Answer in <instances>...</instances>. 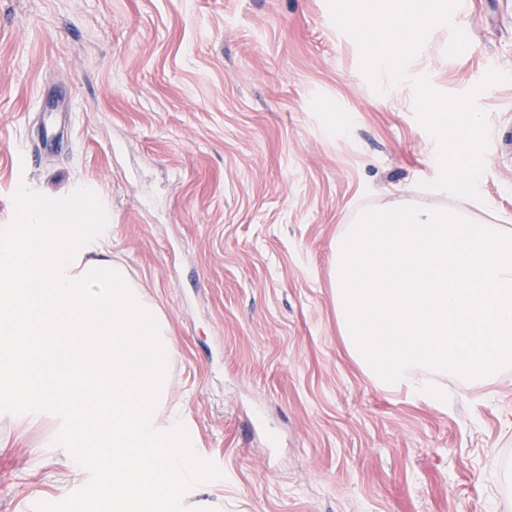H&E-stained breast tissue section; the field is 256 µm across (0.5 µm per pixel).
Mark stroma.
Wrapping results in <instances>:
<instances>
[{
	"instance_id": "obj_1",
	"label": "stroma",
	"mask_w": 512,
	"mask_h": 512,
	"mask_svg": "<svg viewBox=\"0 0 512 512\" xmlns=\"http://www.w3.org/2000/svg\"><path fill=\"white\" fill-rule=\"evenodd\" d=\"M450 0L373 68L374 0H0V225L19 185L99 197L112 256L166 315L170 393L220 478L193 512H512V369L445 378L436 406L377 389L346 350L331 243L367 207L512 225V0ZM457 52H450L452 42ZM50 96L70 142L25 160ZM483 118L477 192L446 190L426 101ZM61 423L0 411V512L87 471Z\"/></svg>"
}]
</instances>
